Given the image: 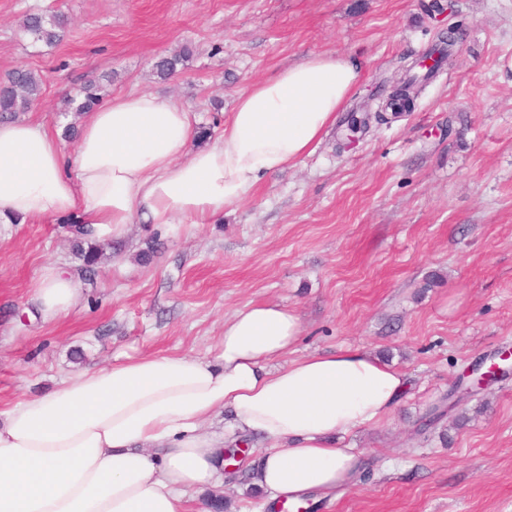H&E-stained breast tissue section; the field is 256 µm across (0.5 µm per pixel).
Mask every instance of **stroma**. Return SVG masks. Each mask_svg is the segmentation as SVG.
<instances>
[{"mask_svg": "<svg viewBox=\"0 0 512 512\" xmlns=\"http://www.w3.org/2000/svg\"><path fill=\"white\" fill-rule=\"evenodd\" d=\"M425 2L0 0V79L20 65L41 74L28 116L51 131L76 120L65 91L94 79L178 99L201 147L284 66L314 53L363 63L314 153L212 223L127 225L65 316L36 317L32 293L46 266L76 271L71 218L0 224V409L127 356L217 362L225 320L276 303L301 318L289 359L358 348L408 383L387 422L345 439L370 476L318 497V512H512V373L423 427L461 373L512 349V0H454L434 16ZM59 11L70 25L56 46L20 29L25 14ZM458 23L456 52L413 109L337 147L347 111L386 97ZM186 43L185 67L158 78L154 62ZM257 455L224 476L229 512H257L246 477Z\"/></svg>", "mask_w": 512, "mask_h": 512, "instance_id": "stroma-1", "label": "stroma"}]
</instances>
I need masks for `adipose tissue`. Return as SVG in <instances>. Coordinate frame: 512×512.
I'll return each mask as SVG.
<instances>
[{"mask_svg": "<svg viewBox=\"0 0 512 512\" xmlns=\"http://www.w3.org/2000/svg\"><path fill=\"white\" fill-rule=\"evenodd\" d=\"M360 69L326 53L289 65L243 92L196 149L191 112L149 92L84 113L71 156L33 120L2 122L0 224L72 216L104 242L129 224L207 223L316 150ZM32 299L43 319L67 314L72 274L45 268ZM300 332L295 311L249 305L225 321L218 363L117 360L0 410V512H201L195 495L223 485L228 446L202 426L225 410L260 444L254 486L288 501L329 495L360 464L337 437L387 420L407 381L359 349L287 360Z\"/></svg>", "mask_w": 512, "mask_h": 512, "instance_id": "adipose-tissue-1", "label": "adipose tissue"}]
</instances>
